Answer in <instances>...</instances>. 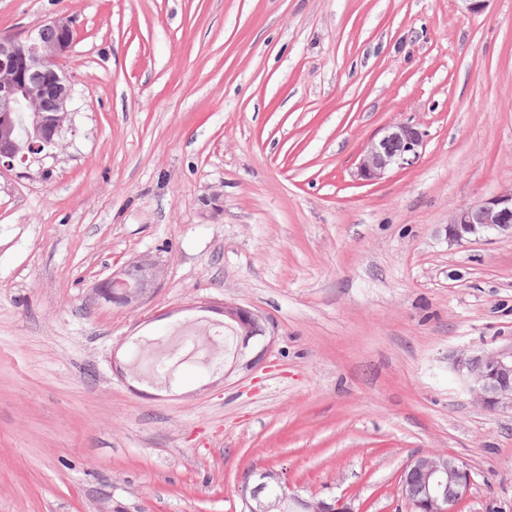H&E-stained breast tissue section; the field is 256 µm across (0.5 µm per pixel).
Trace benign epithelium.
<instances>
[{
  "label": "benign epithelium",
  "instance_id": "obj_1",
  "mask_svg": "<svg viewBox=\"0 0 512 512\" xmlns=\"http://www.w3.org/2000/svg\"><path fill=\"white\" fill-rule=\"evenodd\" d=\"M74 34L72 20L56 17L22 37L0 38V170L59 146L74 84L58 62L71 49ZM425 137V131L411 122L387 127L381 137L366 144L357 175L371 183L415 163ZM488 234L512 238V188L461 206L449 219L447 235L453 242ZM161 273L153 259H132L108 278L113 295L104 298L136 305L158 287ZM223 312L236 324L243 342L266 335L260 316L251 310L226 302ZM453 370L483 407L512 410V347L459 355L453 359ZM471 482L463 462L427 453L407 462L401 492L413 512H458ZM284 503L300 512H356L353 500L345 496L315 503L301 498L278 471L264 470L252 478L244 497L245 512H271Z\"/></svg>",
  "mask_w": 512,
  "mask_h": 512
}]
</instances>
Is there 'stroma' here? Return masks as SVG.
Here are the masks:
<instances>
[{"label": "stroma", "instance_id": "stroma-1", "mask_svg": "<svg viewBox=\"0 0 512 512\" xmlns=\"http://www.w3.org/2000/svg\"><path fill=\"white\" fill-rule=\"evenodd\" d=\"M59 16L72 124L0 172V512H243L265 468L410 512L429 452L512 512V411L452 369L512 345V239L446 235L512 188V0H0V36ZM403 121L419 160L358 180ZM143 256L140 305L96 296ZM227 301L266 337L149 371Z\"/></svg>", "mask_w": 512, "mask_h": 512}]
</instances>
